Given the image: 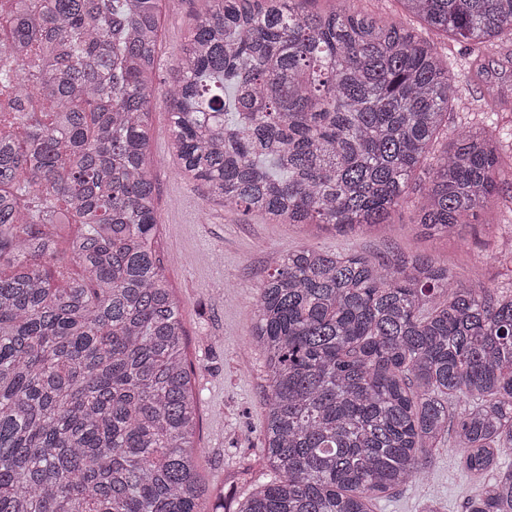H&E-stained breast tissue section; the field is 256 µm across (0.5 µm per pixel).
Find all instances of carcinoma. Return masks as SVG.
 Here are the masks:
<instances>
[{"label":"carcinoma","instance_id":"carcinoma-1","mask_svg":"<svg viewBox=\"0 0 512 512\" xmlns=\"http://www.w3.org/2000/svg\"><path fill=\"white\" fill-rule=\"evenodd\" d=\"M298 2L212 0L169 93L180 169L245 214L385 228L459 74L512 40V0H399L467 44L461 63L364 0L315 15ZM158 3L13 0L4 16L0 512L224 510L199 476L186 330L154 247ZM510 103L504 81L486 113ZM511 182L512 147L463 128L414 202L419 225L451 238L487 207L512 211ZM257 296L274 477L237 512H371L448 438L490 476L468 512H512V468L498 466L512 451V288L456 285L428 255L298 248Z\"/></svg>","mask_w":512,"mask_h":512}]
</instances>
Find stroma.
I'll list each match as a JSON object with an SVG mask.
<instances>
[{"mask_svg": "<svg viewBox=\"0 0 512 512\" xmlns=\"http://www.w3.org/2000/svg\"><path fill=\"white\" fill-rule=\"evenodd\" d=\"M210 0H160V34L155 54L149 118V159L156 185L157 251L170 288L180 302L188 333L186 354L199 406L195 445L199 472L215 492H223L226 512L267 483L272 472L263 442L267 386L263 357L249 345L261 282L288 250L305 246L375 257L385 251L427 254L447 263L458 283L512 285V237L504 231L512 215L491 208L448 239L423 234L413 199L429 185V172L454 143L460 126L483 124L484 95L501 74L512 70V44L489 53L484 74L460 82L448 124L415 173L410 200L395 208L391 224L336 234L317 226L283 224L247 216L208 199L205 187L181 173L172 149L168 92L179 79L178 58ZM367 10L416 29L443 54L462 56L464 42L422 27L399 0H367ZM422 481L396 489L374 503L373 512H421L434 500L441 512H465L483 485L461 469L456 450L440 446Z\"/></svg>", "mask_w": 512, "mask_h": 512, "instance_id": "35a3bbf8", "label": "stroma"}]
</instances>
